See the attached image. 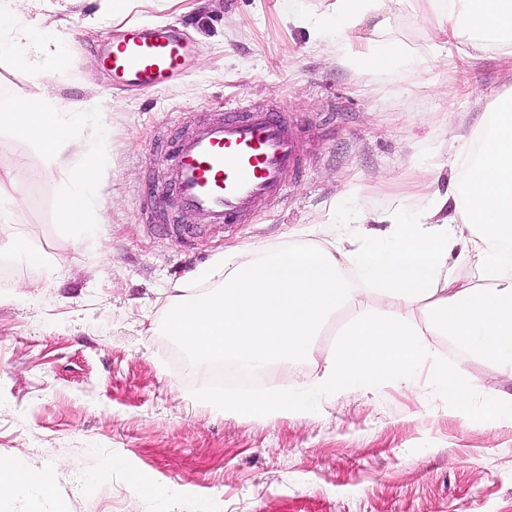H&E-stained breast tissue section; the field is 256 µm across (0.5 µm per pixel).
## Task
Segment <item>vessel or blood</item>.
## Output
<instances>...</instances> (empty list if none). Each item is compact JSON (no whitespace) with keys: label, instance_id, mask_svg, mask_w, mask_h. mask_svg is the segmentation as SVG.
<instances>
[{"label":"vessel or blood","instance_id":"b4317fda","mask_svg":"<svg viewBox=\"0 0 512 512\" xmlns=\"http://www.w3.org/2000/svg\"><path fill=\"white\" fill-rule=\"evenodd\" d=\"M196 46L169 25H132L101 53L114 86L151 91L181 76ZM166 161L169 196L146 191L147 222L164 221L166 200L204 216L207 229L244 224L279 201L288 174L302 165L300 138L276 100H240L221 112H185Z\"/></svg>","mask_w":512,"mask_h":512}]
</instances>
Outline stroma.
Returning a JSON list of instances; mask_svg holds the SVG:
<instances>
[{
	"instance_id": "1",
	"label": "stroma",
	"mask_w": 512,
	"mask_h": 512,
	"mask_svg": "<svg viewBox=\"0 0 512 512\" xmlns=\"http://www.w3.org/2000/svg\"><path fill=\"white\" fill-rule=\"evenodd\" d=\"M288 2L133 0L116 19L110 0H39L70 56L53 96L104 105L110 121L106 140L83 133L85 152L106 149L102 222L88 233L58 220L66 171L45 173L43 147L0 128V261L9 266L0 271V458L53 486L44 500L0 499V512H512V423L460 415L428 370L414 387L345 390L276 421L228 417L208 403L220 386L187 365L166 331L174 296L213 288L197 273L219 253L323 244L319 227L339 200L346 218L413 214L426 175L452 191L461 172H433L436 156L468 114L512 96V57L495 43L478 60L449 45L424 71L362 70L360 53L385 39L428 55L430 19L445 0L396 10L380 34L363 26L348 61L288 21ZM164 22L199 45L187 75L149 92L113 88L104 45L121 27ZM43 91L30 69L0 58V100ZM272 94L303 149L283 198L253 223L199 233L188 252L143 223L144 190L168 188L160 137L180 113ZM23 247L43 251L47 269L31 270ZM351 316L341 310L308 361L274 369L263 385L312 381ZM427 340L449 368L466 366L473 395L512 390V375L464 360L447 337Z\"/></svg>"
}]
</instances>
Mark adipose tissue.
I'll return each mask as SVG.
<instances>
[{"label": "adipose tissue", "instance_id": "ef3b65f1", "mask_svg": "<svg viewBox=\"0 0 512 512\" xmlns=\"http://www.w3.org/2000/svg\"><path fill=\"white\" fill-rule=\"evenodd\" d=\"M25 2L0 0V57L32 68L45 81L67 69L70 59L47 46L44 21L26 16ZM421 2L333 0L324 16L300 21L313 40L335 36L341 55L358 42L365 21L385 30L396 6L414 10ZM432 27L443 43L466 45L469 58H480L489 39L512 43V0H448L447 12L435 14ZM0 125L35 139L49 165L62 167L68 155L82 153V130L104 129L105 122L89 106L71 108L44 95L0 102ZM83 155L57 201L61 222L82 229L90 224L105 158L101 151ZM470 155L475 162L462 188L451 196L426 194L414 216L361 213L322 245L216 257L201 272L216 281L213 291L175 297L167 318L171 336L199 359H227L249 369L307 361L336 312L358 309L345 341L306 388L282 385L244 399L228 396L220 404L225 415L276 420L348 387L373 389L386 380L413 386L416 367L432 356L412 323L416 311L466 358L512 370V105L464 126L438 166L456 167ZM373 223L387 227L375 239L369 236ZM455 262L475 268L478 285L456 287ZM432 384L470 419L512 420V393L492 389L475 404L465 368L436 367ZM51 491L50 480L0 460L1 499Z\"/></svg>", "mask_w": 512, "mask_h": 512}]
</instances>
